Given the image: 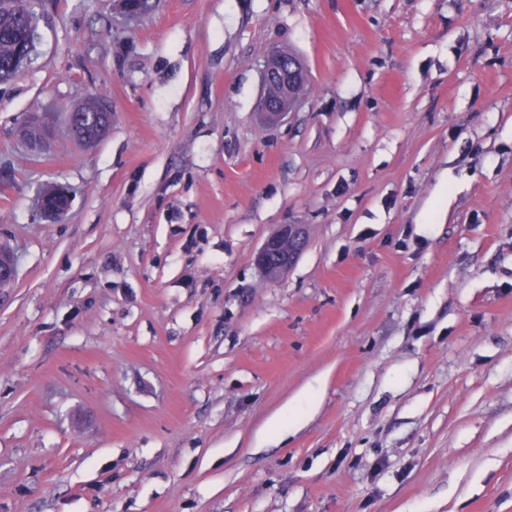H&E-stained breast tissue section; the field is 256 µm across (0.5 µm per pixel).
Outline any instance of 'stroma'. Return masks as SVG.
I'll return each instance as SVG.
<instances>
[{"label": "stroma", "mask_w": 512, "mask_h": 512, "mask_svg": "<svg viewBox=\"0 0 512 512\" xmlns=\"http://www.w3.org/2000/svg\"><path fill=\"white\" fill-rule=\"evenodd\" d=\"M34 8L0 84V512H512V0ZM275 48L307 81L269 124ZM281 224L308 243L270 279ZM50 200L53 201V204L48 203ZM69 204L68 196L62 190L55 189L42 197L40 211L44 216L60 219L67 212ZM304 224H281L268 237L257 254L260 270L269 278H276L287 270L301 254L306 243Z\"/></svg>", "instance_id": "stroma-1"}]
</instances>
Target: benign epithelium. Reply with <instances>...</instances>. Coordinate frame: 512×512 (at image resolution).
Here are the masks:
<instances>
[{
  "label": "benign epithelium",
  "instance_id": "7a95c632",
  "mask_svg": "<svg viewBox=\"0 0 512 512\" xmlns=\"http://www.w3.org/2000/svg\"><path fill=\"white\" fill-rule=\"evenodd\" d=\"M305 80V72L298 61L287 54L277 53L267 57L263 70L265 92L257 103V112L267 123H277L295 110L300 101L298 88ZM69 208V198L55 189L41 199V214L62 218ZM307 232L302 224H280L268 237L257 254L260 270L269 278H276L287 270L301 254ZM16 264L0 248V284L15 279Z\"/></svg>",
  "mask_w": 512,
  "mask_h": 512
}]
</instances>
